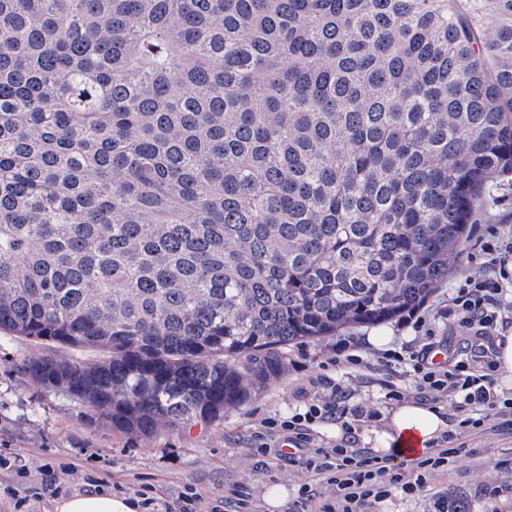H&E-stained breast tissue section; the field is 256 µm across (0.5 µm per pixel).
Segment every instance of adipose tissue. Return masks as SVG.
<instances>
[{
    "label": "adipose tissue",
    "mask_w": 512,
    "mask_h": 512,
    "mask_svg": "<svg viewBox=\"0 0 512 512\" xmlns=\"http://www.w3.org/2000/svg\"><path fill=\"white\" fill-rule=\"evenodd\" d=\"M447 427L435 408L407 403L393 410L383 432L376 434L379 452L402 448L405 441L424 445L436 439ZM55 512H138L134 498L126 495L80 493L57 500Z\"/></svg>",
    "instance_id": "adipose-tissue-1"
}]
</instances>
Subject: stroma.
Masks as SVG:
<instances>
[{
    "label": "stroma",
    "instance_id": "35a3bbf8",
    "mask_svg": "<svg viewBox=\"0 0 512 512\" xmlns=\"http://www.w3.org/2000/svg\"><path fill=\"white\" fill-rule=\"evenodd\" d=\"M484 219L471 229V238L486 234L495 224L512 225V182L496 180L489 185ZM364 347L360 366L329 365L335 337L288 346L283 351L280 375L246 404L225 413L212 423L195 422L172 430L159 427L149 437L131 438L108 425H87L77 408L59 394L43 391L21 371L24 360L44 353L43 345L0 333V456L15 461L27 471L20 495L28 499L30 512H54V498L41 484V472L60 463L73 465L67 476L69 491L80 490L86 473L110 484L123 485L135 494L150 484L160 504L177 506L186 488L199 497L200 512L224 499L229 485L249 486L257 497L259 512H268L263 499L267 486L284 488L294 500L300 485L310 482L304 467H290L275 457L257 459L248 448L263 419L288 415L298 405L297 392L310 376L326 373L350 383L360 401L389 413L381 401L379 382L385 372L375 352L392 348L402 333L400 321L350 328ZM470 455L459 459L447 474L437 476L413 499L394 496L384 501L380 512H433L437 494L464 500L466 512H512V491L487 499L485 483L495 481L512 488V437L484 435L471 442Z\"/></svg>",
    "mask_w": 512,
    "mask_h": 512
}]
</instances>
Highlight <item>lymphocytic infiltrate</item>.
I'll return each instance as SVG.
<instances>
[{
    "mask_svg": "<svg viewBox=\"0 0 512 512\" xmlns=\"http://www.w3.org/2000/svg\"><path fill=\"white\" fill-rule=\"evenodd\" d=\"M473 248L479 265L454 283L447 298L411 313L415 335L392 355L408 365L410 385L383 383L385 400L413 397L444 406L446 430L429 451L409 460L360 447L361 428L379 422L380 411L357 402L354 389L340 381L312 379L310 401L263 422L250 446L253 455L276 456L313 473L289 512H377L393 494L416 496L447 472L466 453L472 436L487 430L512 436V394L502 385L493 342L512 334V225H498ZM439 320L447 322L457 344L444 348L435 341L433 326ZM440 349L447 361L433 363ZM325 424L335 426L338 437L323 439L318 428Z\"/></svg>",
    "mask_w": 512,
    "mask_h": 512,
    "instance_id": "f902f5d3",
    "label": "lymphocytic infiltrate"
}]
</instances>
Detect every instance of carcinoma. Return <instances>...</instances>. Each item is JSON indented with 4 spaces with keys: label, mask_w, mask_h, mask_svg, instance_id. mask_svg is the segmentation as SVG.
Wrapping results in <instances>:
<instances>
[{
    "label": "carcinoma",
    "mask_w": 512,
    "mask_h": 512,
    "mask_svg": "<svg viewBox=\"0 0 512 512\" xmlns=\"http://www.w3.org/2000/svg\"><path fill=\"white\" fill-rule=\"evenodd\" d=\"M505 177L512 0H0V331L90 426L420 305Z\"/></svg>",
    "instance_id": "cac0c4a2"
}]
</instances>
